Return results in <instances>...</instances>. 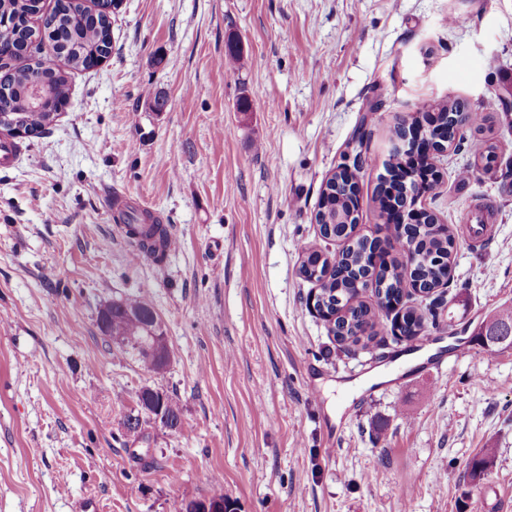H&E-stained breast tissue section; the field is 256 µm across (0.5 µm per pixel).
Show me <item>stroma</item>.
Segmentation results:
<instances>
[{
  "mask_svg": "<svg viewBox=\"0 0 512 512\" xmlns=\"http://www.w3.org/2000/svg\"><path fill=\"white\" fill-rule=\"evenodd\" d=\"M69 84L64 114L0 168V512H184L217 493L236 512L512 505V348L471 342L512 305V0H122L111 56ZM490 98L497 171L461 181L475 157L449 151L426 198L457 227L448 330L401 343L387 315L369 348L337 344L297 273L326 179L356 168L374 236L402 116ZM115 189L172 228L163 261L117 234ZM481 201L476 243L461 223ZM131 293L168 338L163 373L99 329ZM146 387L177 393L182 428L124 443Z\"/></svg>",
  "mask_w": 512,
  "mask_h": 512,
  "instance_id": "obj_1",
  "label": "stroma"
}]
</instances>
